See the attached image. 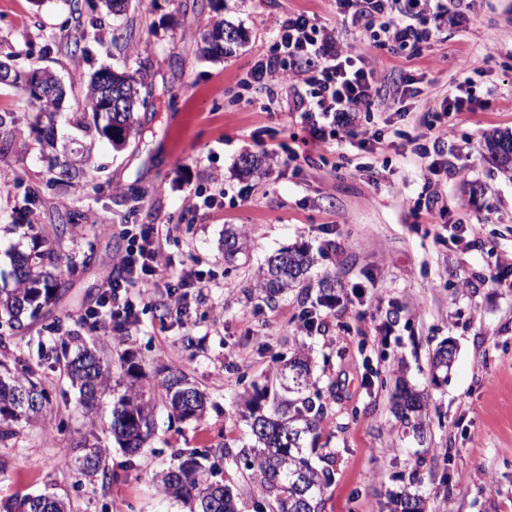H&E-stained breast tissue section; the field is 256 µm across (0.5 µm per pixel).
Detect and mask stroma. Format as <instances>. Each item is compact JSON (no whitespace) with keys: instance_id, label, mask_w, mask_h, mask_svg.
Returning <instances> with one entry per match:
<instances>
[{"instance_id":"stroma-1","label":"stroma","mask_w":512,"mask_h":512,"mask_svg":"<svg viewBox=\"0 0 512 512\" xmlns=\"http://www.w3.org/2000/svg\"><path fill=\"white\" fill-rule=\"evenodd\" d=\"M448 23L430 46L396 66L389 54L364 47L383 79L377 113H357L354 129L385 125L375 153L337 152L328 144L299 168L276 162L281 147L302 149L298 112L260 111L245 80L258 58L272 54V17L305 12L341 30L336 0H131L126 16H107L95 0H0V62L17 70L49 68L73 89L56 118V136H76L82 92L103 68L125 69L147 104L141 134L121 149L99 137L89 173L49 184L52 151L39 144L37 103L0 83V289L10 288L8 254L30 251L23 231H10L27 188L38 189L41 228L56 235L64 296L28 319L24 331L0 324V358L38 365L52 417L63 426L45 439L41 423L0 442V501L45 491L69 498L72 512H185L156 481L181 450L212 448L220 476L240 512H252L254 489L233 454L245 445L240 400L264 385L294 352L312 362L326 408L315 454L330 461L335 481L322 512H391L397 495L419 494L425 512H512V178L488 163L486 138L512 131V0H442ZM100 16L98 41L84 39ZM247 36L236 53L206 59L199 35L216 19ZM127 39L117 40L114 30ZM469 66L483 107L452 114L451 169L432 211L417 212L422 179L408 137L421 129L429 95L402 96L401 72L453 91ZM257 160L256 172L241 169ZM223 192L221 206L188 211L195 191ZM77 213L76 225L61 222ZM473 225L456 237L455 221ZM125 224H158L173 270L192 266L204 282L186 309L166 296L139 303L127 336L80 322L100 293L127 241ZM244 228L248 248L224 257V230ZM308 245L316 263L305 285L267 299L253 274L267 257ZM336 277V298L321 302L317 282ZM321 328L300 326L303 305ZM93 343L111 369V391L85 408L59 359L70 331ZM454 347L448 374L433 375L431 358ZM134 355L142 385L155 400L154 431L144 451L129 455L107 427L113 396L126 378L120 360ZM188 373L208 397L199 422L169 418L162 381ZM427 400L424 436L404 428L393 409L400 382ZM96 433L107 448L110 481L80 475L79 441ZM230 446L224 456L220 447Z\"/></svg>"}]
</instances>
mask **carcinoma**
I'll list each match as a JSON object with an SVG mask.
<instances>
[{
  "mask_svg": "<svg viewBox=\"0 0 512 512\" xmlns=\"http://www.w3.org/2000/svg\"><path fill=\"white\" fill-rule=\"evenodd\" d=\"M224 19L213 23L202 34L205 58H219L234 52L242 40L230 44L217 41V33L232 29ZM112 81L124 87L134 100L129 112H115L107 124L100 123L101 72L90 76L83 104L86 112L77 122L84 133L111 134L112 144L119 147L139 134L137 110L143 101L137 81L125 72H112ZM39 113L50 120L42 129V140L55 147L57 138L51 123L60 99H37ZM488 150L498 169L512 173V132H496L487 138ZM224 244L234 254L246 247V235L240 228L224 230ZM59 255L52 244L42 240L28 253L11 255L16 287L0 289V318L12 330L26 328L25 316H35L40 310L58 300L68 288L58 265ZM316 258L304 247L288 248L269 256L255 275V287L272 299L302 281L314 266ZM77 352L66 356V372L72 387L78 389L83 404L91 407L98 397L109 389V367L96 351L72 337ZM124 374L128 379L126 390L117 397L112 409L109 432L131 457L142 453L153 433L154 403L151 391L139 384L141 369L128 357L124 360ZM33 364L20 358L0 360V441L16 435L15 426L21 423H44L48 420L49 396L37 378ZM312 379L310 359L296 352L276 371L270 383L253 387L246 399V416L251 444L237 453L250 478L257 483L255 512H322L326 491L334 482V472L327 466H318L303 453V443L316 434L325 410L321 391ZM165 403L172 415L181 421H200L207 413V397L179 369L169 372L162 382ZM399 419L418 435L423 434V416L427 404L424 397L403 385L394 396ZM85 449L79 457L81 474L88 477L112 479V470L106 464V452L89 439L80 442ZM178 464L156 473L155 478L165 493L183 505L189 512H236L233 489L217 480L214 466H206L208 454L196 450L177 453ZM0 512H70V504L54 494L26 495L0 502ZM394 512H424V502L416 496L404 495L396 501Z\"/></svg>",
  "mask_w": 512,
  "mask_h": 512,
  "instance_id": "obj_1",
  "label": "carcinoma"
}]
</instances>
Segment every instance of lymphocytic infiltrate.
Instances as JSON below:
<instances>
[{"mask_svg":"<svg viewBox=\"0 0 512 512\" xmlns=\"http://www.w3.org/2000/svg\"><path fill=\"white\" fill-rule=\"evenodd\" d=\"M356 42L386 50L393 58L404 52H420L439 31L443 13L439 0H338ZM275 52L257 60L249 73L252 84L264 89L259 101L262 111H272L283 89L301 83L305 97L294 107L310 141L323 145L339 137H355L359 150L371 153L384 138L374 127L352 134L348 125L355 112L376 110L382 82L377 70L355 44L340 41L326 32L315 17L286 12L274 18L270 30ZM402 92L409 97L430 93L435 118L411 138V152L419 158L423 180H430L445 168L448 145V115L472 112L481 102L473 93L469 73H462L454 92L441 93L433 83H422L412 75L403 78ZM130 242L110 271L102 276L93 323L97 328L124 336L137 322L136 304L153 298L159 286L186 303V289L200 287L191 268L164 277L167 262L159 240V230L139 224L124 232Z\"/></svg>","mask_w":512,"mask_h":512,"instance_id":"lymphocytic-infiltrate-1","label":"lymphocytic infiltrate"}]
</instances>
